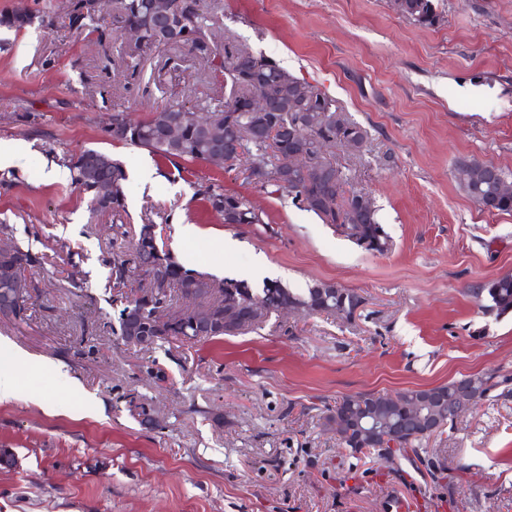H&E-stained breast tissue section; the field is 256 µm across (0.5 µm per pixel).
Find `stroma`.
<instances>
[{"label":"stroma","mask_w":512,"mask_h":512,"mask_svg":"<svg viewBox=\"0 0 512 512\" xmlns=\"http://www.w3.org/2000/svg\"><path fill=\"white\" fill-rule=\"evenodd\" d=\"M434 3L439 20L424 28L391 0H204L215 43L272 59L367 130L362 151L328 154L373 200L389 236L381 255L243 169L108 138L116 111L222 104L203 55L132 58L116 23L79 36L66 0H29L49 27L0 29V145L28 153L25 169H0V242L44 257L28 273L27 323L0 319V363L15 348L31 357L20 397L0 403V448L14 455L0 466V512H383L393 495L410 512H512V314L472 295L512 273V213L482 209L454 177L471 157L512 174V0ZM88 148L124 166L122 227L91 217L70 178H44ZM144 167L153 182L138 179ZM209 182L246 196L263 223H222L197 193ZM147 222L207 277L247 278L261 258L287 287L329 283L363 303L349 320L275 313L244 334L123 344L110 324L138 284L117 291L108 277ZM182 224L196 238L179 239ZM471 375L498 385L421 456L354 454L325 424L342 396Z\"/></svg>","instance_id":"35a3bbf8"}]
</instances>
